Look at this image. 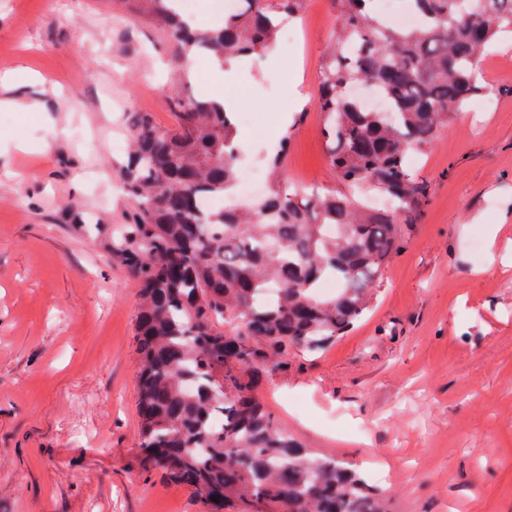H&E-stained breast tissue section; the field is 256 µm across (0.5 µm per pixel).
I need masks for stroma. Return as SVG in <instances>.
<instances>
[{
    "instance_id": "obj_1",
    "label": "stroma",
    "mask_w": 512,
    "mask_h": 512,
    "mask_svg": "<svg viewBox=\"0 0 512 512\" xmlns=\"http://www.w3.org/2000/svg\"><path fill=\"white\" fill-rule=\"evenodd\" d=\"M306 0L264 58L227 85L124 0H0V512H207L139 461L140 285L109 246L131 221L122 189L137 113L176 125L186 95H234L236 139L266 168L287 139L285 186L341 185L318 108L333 31ZM483 87L418 167L422 219L401 227L372 312L316 355L292 352L258 394L319 455L369 471L393 512H512V41L482 59Z\"/></svg>"
}]
</instances>
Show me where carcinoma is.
I'll return each instance as SVG.
<instances>
[{
	"label": "carcinoma",
	"instance_id": "obj_1",
	"mask_svg": "<svg viewBox=\"0 0 512 512\" xmlns=\"http://www.w3.org/2000/svg\"><path fill=\"white\" fill-rule=\"evenodd\" d=\"M127 2L187 55L222 61L264 55L305 0H238L208 30L191 27L179 0ZM330 2L335 39L319 109L348 192L282 186V147L257 208L201 210V199L236 187L234 113L216 99L178 101L171 130L139 115L122 168L135 214L110 252L141 284L142 463L210 512H391L362 473L285 433L255 390L288 351L317 353L371 312L400 225L416 223L426 201L410 158L478 94L474 62L512 33V0H407L423 19L414 28L388 25L365 7L375 0ZM326 276L333 294L319 291Z\"/></svg>",
	"mask_w": 512,
	"mask_h": 512
}]
</instances>
